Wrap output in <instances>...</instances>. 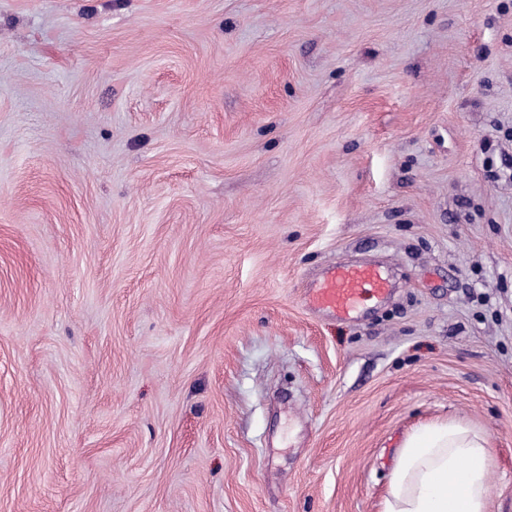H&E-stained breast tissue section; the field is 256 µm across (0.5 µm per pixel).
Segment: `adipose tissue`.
<instances>
[{
  "label": "adipose tissue",
  "instance_id": "1",
  "mask_svg": "<svg viewBox=\"0 0 512 512\" xmlns=\"http://www.w3.org/2000/svg\"><path fill=\"white\" fill-rule=\"evenodd\" d=\"M493 457L485 431L435 419L396 451L382 512H490Z\"/></svg>",
  "mask_w": 512,
  "mask_h": 512
}]
</instances>
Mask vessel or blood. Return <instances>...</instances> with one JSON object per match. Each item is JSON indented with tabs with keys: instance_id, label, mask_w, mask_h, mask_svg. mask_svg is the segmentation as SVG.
Instances as JSON below:
<instances>
[{
	"instance_id": "obj_1",
	"label": "vessel or blood",
	"mask_w": 512,
	"mask_h": 512,
	"mask_svg": "<svg viewBox=\"0 0 512 512\" xmlns=\"http://www.w3.org/2000/svg\"><path fill=\"white\" fill-rule=\"evenodd\" d=\"M391 292L386 269L373 263L344 262L331 265L309 289V308L342 320L354 319L367 300Z\"/></svg>"
}]
</instances>
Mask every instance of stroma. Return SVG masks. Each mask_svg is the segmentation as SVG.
I'll list each match as a JSON object with an SVG mask.
<instances>
[{"label":"stroma","instance_id":"stroma-1","mask_svg":"<svg viewBox=\"0 0 512 512\" xmlns=\"http://www.w3.org/2000/svg\"><path fill=\"white\" fill-rule=\"evenodd\" d=\"M437 418L512 512V0H0V512H380ZM386 269L373 263L344 262L329 266L309 289V308L341 320L354 319L369 299L391 292Z\"/></svg>","mask_w":512,"mask_h":512}]
</instances>
